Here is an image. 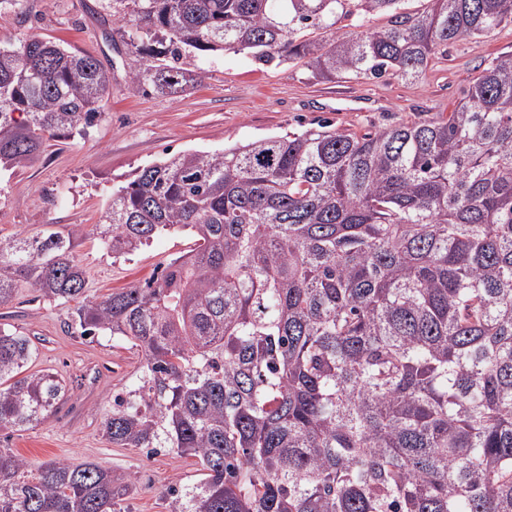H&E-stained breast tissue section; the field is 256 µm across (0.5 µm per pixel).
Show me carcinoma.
<instances>
[{"label":"carcinoma","mask_w":512,"mask_h":512,"mask_svg":"<svg viewBox=\"0 0 512 512\" xmlns=\"http://www.w3.org/2000/svg\"><path fill=\"white\" fill-rule=\"evenodd\" d=\"M150 43L128 89L182 92L191 53L304 62L316 79L419 77L439 51L512 23V0H132ZM386 16L381 28L369 25ZM112 73L31 36L0 46V171L105 115ZM193 247L142 285L85 298L78 230L0 236V305L81 300L86 336L143 355L103 436L196 459L169 512H512V51L448 116L329 125L138 167L94 225L129 256ZM0 328V431L55 412ZM130 477L0 450V512H121Z\"/></svg>","instance_id":"carcinoma-1"}]
</instances>
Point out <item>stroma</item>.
I'll return each mask as SVG.
<instances>
[{"label":"stroma","mask_w":512,"mask_h":512,"mask_svg":"<svg viewBox=\"0 0 512 512\" xmlns=\"http://www.w3.org/2000/svg\"><path fill=\"white\" fill-rule=\"evenodd\" d=\"M131 0H17L0 7V40L37 36L72 51L93 54L112 71L106 117L78 138L48 142L13 175H0V235L34 236L80 227L76 254L91 298L144 282L191 249L185 233H167L134 255L112 257L90 233L123 176L188 149L225 147L317 126L328 121L363 134L450 112L468 83L492 57L512 50V24L491 37L449 44L425 73L359 80L314 79L300 63H262L246 53L185 56L196 81L185 92L137 94L127 89L137 58ZM73 301L50 300L20 289L0 306V327L28 336L37 348L33 370L60 376L67 392L56 413L0 445L34 463L94 462L130 475L134 493L123 512H168V488L196 483L194 458L121 448L102 434L116 392L131 386L142 365L140 350L105 332L83 335Z\"/></svg>","instance_id":"stroma-1"}]
</instances>
